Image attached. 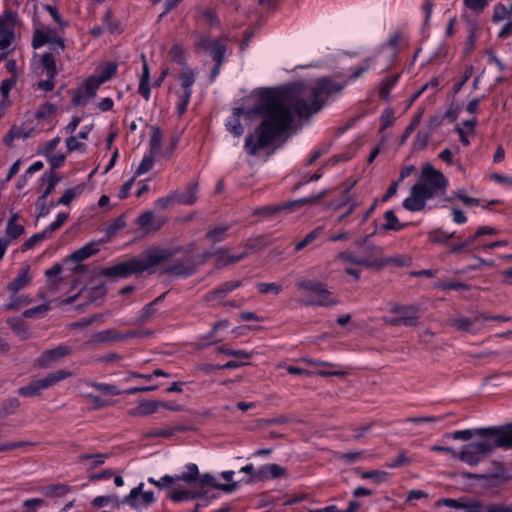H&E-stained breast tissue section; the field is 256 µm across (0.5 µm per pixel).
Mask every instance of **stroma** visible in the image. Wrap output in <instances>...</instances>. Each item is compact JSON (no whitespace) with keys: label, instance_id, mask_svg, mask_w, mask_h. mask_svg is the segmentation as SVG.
Wrapping results in <instances>:
<instances>
[{"label":"stroma","instance_id":"obj_1","mask_svg":"<svg viewBox=\"0 0 512 512\" xmlns=\"http://www.w3.org/2000/svg\"><path fill=\"white\" fill-rule=\"evenodd\" d=\"M43 2L51 105L0 112V512L512 506L470 444L512 425V0ZM277 88L305 119L254 147ZM63 27L53 23L41 24L35 28L36 48L41 49L39 55V80L37 82L29 81L39 92L36 99H42L37 107L44 106L46 100L52 96L59 73L58 58L65 47V40L62 35ZM209 479L201 473L181 472L174 475L169 484V494L175 498L189 496L198 487L209 484Z\"/></svg>","mask_w":512,"mask_h":512}]
</instances>
